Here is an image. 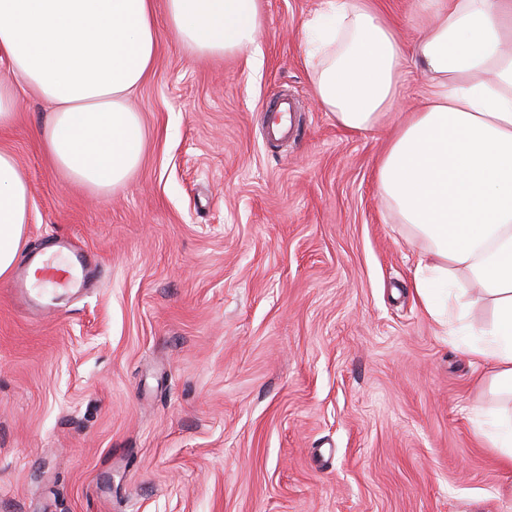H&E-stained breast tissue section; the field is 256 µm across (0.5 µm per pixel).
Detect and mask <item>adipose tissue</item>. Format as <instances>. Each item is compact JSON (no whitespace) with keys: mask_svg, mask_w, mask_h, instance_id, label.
Segmentation results:
<instances>
[{"mask_svg":"<svg viewBox=\"0 0 512 512\" xmlns=\"http://www.w3.org/2000/svg\"><path fill=\"white\" fill-rule=\"evenodd\" d=\"M430 19L406 51L368 0H325L314 24V96L338 125L373 130L395 103L406 59L432 76L424 106L394 134L377 171L380 195L422 252L414 288L443 315L435 287L470 285L492 319L466 325L467 349L512 395V0H426ZM200 57L258 52L260 0H0V130L16 125L19 90L52 111L39 131L53 164L108 195L138 166L144 128L129 100L154 71L157 9ZM32 192L0 149V279L24 245Z\"/></svg>","mask_w":512,"mask_h":512,"instance_id":"adipose-tissue-1","label":"adipose tissue"}]
</instances>
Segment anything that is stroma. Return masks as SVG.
Wrapping results in <instances>:
<instances>
[{
  "instance_id": "35a3bbf8",
  "label": "stroma",
  "mask_w": 512,
  "mask_h": 512,
  "mask_svg": "<svg viewBox=\"0 0 512 512\" xmlns=\"http://www.w3.org/2000/svg\"><path fill=\"white\" fill-rule=\"evenodd\" d=\"M261 4L256 56L196 57L157 11L145 148L111 195L54 166L36 95L0 131L27 254L65 236L97 262L48 318L0 281V512H512L478 426L512 400L424 310L377 189L395 119L358 133L316 104L322 0ZM379 5L413 47L424 0Z\"/></svg>"
}]
</instances>
